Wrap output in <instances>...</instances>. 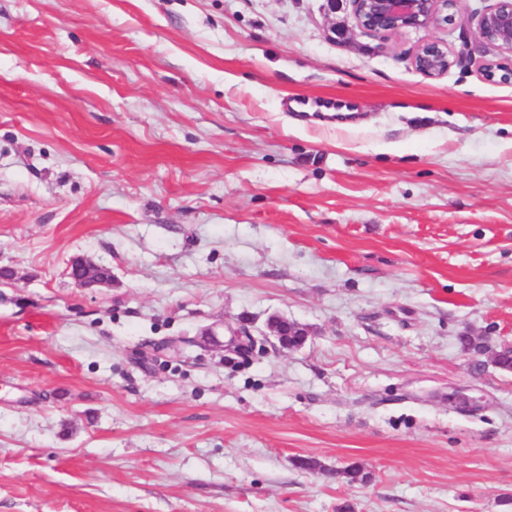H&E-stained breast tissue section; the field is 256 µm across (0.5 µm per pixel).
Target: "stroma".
<instances>
[{"instance_id":"1","label":"stroma","mask_w":512,"mask_h":512,"mask_svg":"<svg viewBox=\"0 0 512 512\" xmlns=\"http://www.w3.org/2000/svg\"><path fill=\"white\" fill-rule=\"evenodd\" d=\"M494 2L339 42L326 0H0V512H512V372L459 343L512 344ZM453 61H450L448 47L440 41L421 45L413 57L415 67L429 77L443 75ZM229 340L224 344L226 350H231L237 354H247L252 351L255 339L251 331L245 326L237 328L228 327Z\"/></svg>"}]
</instances>
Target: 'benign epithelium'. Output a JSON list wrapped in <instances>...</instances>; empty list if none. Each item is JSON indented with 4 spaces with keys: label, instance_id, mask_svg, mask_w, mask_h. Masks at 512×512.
Masks as SVG:
<instances>
[{
    "label": "benign epithelium",
    "instance_id": "1",
    "mask_svg": "<svg viewBox=\"0 0 512 512\" xmlns=\"http://www.w3.org/2000/svg\"><path fill=\"white\" fill-rule=\"evenodd\" d=\"M353 6L355 26L365 32L392 34L407 27L447 25L454 21L458 0H349ZM478 39L488 54L496 49H512V0H496L486 9L476 24ZM415 67L429 77L440 76L452 64L448 47L440 41L421 45L413 57ZM484 76L489 80L507 81L512 73L500 68L492 60L483 66ZM273 336L284 347H290L288 337L308 336L301 326L287 321L272 324ZM229 340L224 348L238 354L252 351L255 339L245 326L229 328Z\"/></svg>",
    "mask_w": 512,
    "mask_h": 512
}]
</instances>
